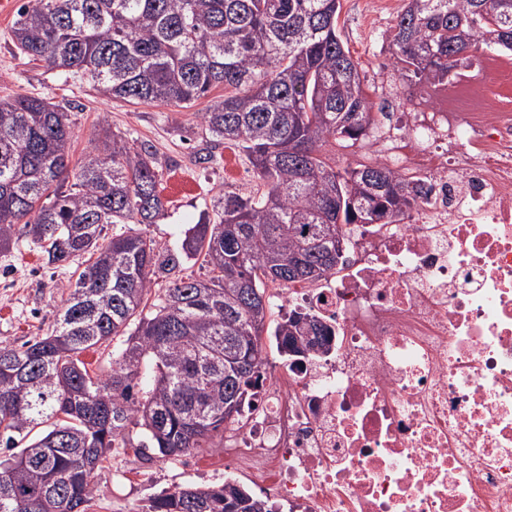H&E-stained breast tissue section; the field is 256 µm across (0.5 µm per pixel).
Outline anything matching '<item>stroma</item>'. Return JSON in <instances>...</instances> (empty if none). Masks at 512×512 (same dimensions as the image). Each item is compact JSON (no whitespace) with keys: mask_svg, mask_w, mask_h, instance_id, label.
Returning a JSON list of instances; mask_svg holds the SVG:
<instances>
[{"mask_svg":"<svg viewBox=\"0 0 512 512\" xmlns=\"http://www.w3.org/2000/svg\"><path fill=\"white\" fill-rule=\"evenodd\" d=\"M24 0H12L13 9L0 15V99L34 95L60 105L72 122V158L80 160L100 137L102 128L135 143L153 145L162 177L159 190L163 216L141 230L162 250L178 249L188 228L199 222H218L223 194H253L259 182L245 153L228 144H214L206 135L199 112L208 100L194 107L132 104L101 95L88 76L71 74L29 61L11 40L15 10ZM338 20L342 39L360 64L363 88L377 125L397 112L402 122L420 111L422 99L438 101L437 91L404 83L395 66L392 27L404 0H341ZM69 273L46 268L40 249L24 229H17L13 245L0 252V342L18 348L52 333L66 298ZM131 443L112 449L95 478L89 512H147L151 499L165 490L223 485L230 480L252 495L264 497L255 479L238 466L235 441H218L178 456L140 453L135 444L140 428L130 433Z\"/></svg>","mask_w":512,"mask_h":512,"instance_id":"1","label":"stroma"}]
</instances>
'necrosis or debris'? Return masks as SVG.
<instances>
[{"label": "necrosis or debris", "mask_w": 512, "mask_h": 512, "mask_svg": "<svg viewBox=\"0 0 512 512\" xmlns=\"http://www.w3.org/2000/svg\"><path fill=\"white\" fill-rule=\"evenodd\" d=\"M482 69L457 123L380 136L424 207L357 225L336 279L282 294L334 332L266 376L238 438L290 512H512V65Z\"/></svg>", "instance_id": "necrosis-or-debris-1"}]
</instances>
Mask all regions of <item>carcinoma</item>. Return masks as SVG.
Listing matches in <instances>:
<instances>
[{
  "instance_id": "1",
  "label": "carcinoma",
  "mask_w": 512,
  "mask_h": 512,
  "mask_svg": "<svg viewBox=\"0 0 512 512\" xmlns=\"http://www.w3.org/2000/svg\"><path fill=\"white\" fill-rule=\"evenodd\" d=\"M340 0H28L20 53L86 74L103 96L189 108L217 142L245 151L260 194L223 198L217 224H196L160 254L135 229L164 211L156 154L106 133L72 163L68 113L40 97L0 99V249L18 225L47 266H75L54 332L0 345V512H88L112 448L164 456L210 448L239 423L264 380L267 286L336 274L350 224H398L421 201L416 177L321 152L375 124L359 69L338 33ZM512 53V0H406L393 26L407 82L448 85L481 44ZM128 229L107 237L108 225ZM200 260L208 277H174L149 302L152 276ZM115 336L107 374L79 359ZM278 352L326 355L332 329L305 308L277 323ZM224 487L164 491L149 512H271Z\"/></svg>"
}]
</instances>
